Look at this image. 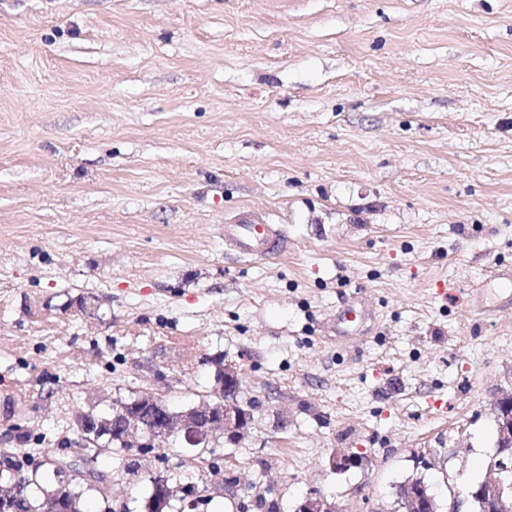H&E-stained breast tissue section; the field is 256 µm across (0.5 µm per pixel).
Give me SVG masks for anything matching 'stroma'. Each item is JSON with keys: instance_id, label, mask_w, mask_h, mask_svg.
<instances>
[{"instance_id": "1", "label": "stroma", "mask_w": 512, "mask_h": 512, "mask_svg": "<svg viewBox=\"0 0 512 512\" xmlns=\"http://www.w3.org/2000/svg\"><path fill=\"white\" fill-rule=\"evenodd\" d=\"M242 216L287 252L225 251ZM498 268L512 0H0V449L184 410L221 360L253 425L195 512H402L418 478L447 505L512 393V309L465 301ZM369 317V310L360 297L356 303L348 305L336 314V332L343 337L364 334L365 323Z\"/></svg>"}]
</instances>
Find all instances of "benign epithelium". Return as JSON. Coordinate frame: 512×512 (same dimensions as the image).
<instances>
[{
  "mask_svg": "<svg viewBox=\"0 0 512 512\" xmlns=\"http://www.w3.org/2000/svg\"><path fill=\"white\" fill-rule=\"evenodd\" d=\"M241 386V377L237 370L225 369L224 385L217 386L216 392H224V402L211 407L201 405L196 408L192 417L184 416L177 421H170L162 414L148 408L155 402L149 398L148 404L131 406L126 404L119 407L113 421L119 424V429L127 432L137 430L149 449L160 448L171 435H178L190 448L206 447L215 436L228 434L241 436L251 427L252 415L244 409L233 397ZM502 415V431L504 442L495 452L492 459L489 477L479 489L478 494L484 503V512H512V394L503 396L499 401ZM94 454L83 442L69 444L61 449L59 458L54 460L58 475L64 480L81 478L101 488L106 487L109 476L91 467ZM409 512H425L423 494L410 486L399 490Z\"/></svg>",
  "mask_w": 512,
  "mask_h": 512,
  "instance_id": "7a95c632",
  "label": "benign epithelium"
}]
</instances>
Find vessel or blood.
<instances>
[{"label":"vessel or blood","instance_id":"obj_1","mask_svg":"<svg viewBox=\"0 0 512 512\" xmlns=\"http://www.w3.org/2000/svg\"><path fill=\"white\" fill-rule=\"evenodd\" d=\"M224 245L237 257L265 260L288 248V237L277 224H257L239 219L224 227ZM370 313L364 301L343 308L336 316V330L344 337L364 333Z\"/></svg>","mask_w":512,"mask_h":512}]
</instances>
